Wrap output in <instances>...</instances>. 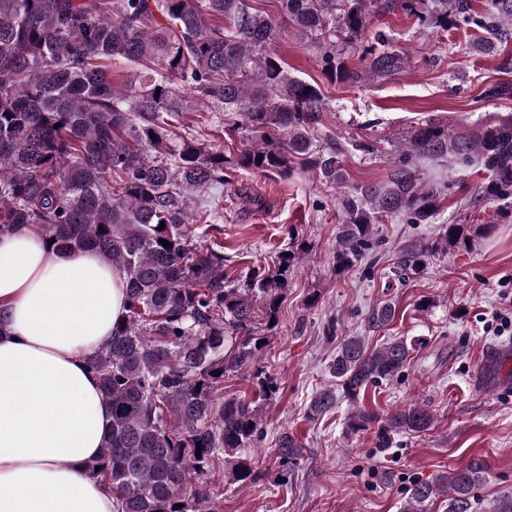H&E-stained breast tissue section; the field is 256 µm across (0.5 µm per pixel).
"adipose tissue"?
<instances>
[{"label":"adipose tissue","mask_w":512,"mask_h":512,"mask_svg":"<svg viewBox=\"0 0 512 512\" xmlns=\"http://www.w3.org/2000/svg\"><path fill=\"white\" fill-rule=\"evenodd\" d=\"M125 312L97 252L58 257L28 227L0 237V512H114L84 471L112 421L87 359Z\"/></svg>","instance_id":"ef3b65f1"}]
</instances>
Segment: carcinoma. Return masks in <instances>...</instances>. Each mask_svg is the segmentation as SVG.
<instances>
[{"mask_svg": "<svg viewBox=\"0 0 512 512\" xmlns=\"http://www.w3.org/2000/svg\"><path fill=\"white\" fill-rule=\"evenodd\" d=\"M0 0V234L34 229L52 252L90 249L124 276L127 314L112 328V344L87 359L110 405L112 422L86 472L107 483L118 512H215L210 475L218 464L244 485L256 477L242 450L259 438L258 400L224 397V376L254 371L259 400L277 380L254 369L268 337L256 330L259 307L277 317L292 255L257 267L238 283L224 277V246L198 243L190 228L189 191L228 182L238 170L286 176L307 166L332 184L347 182L343 147L316 149L312 131L326 101L320 89L288 73L272 45L282 25L320 48L323 70L344 79L336 44L362 46V58L385 76L401 63L381 33L367 29L374 11L400 9L422 25L484 31L490 49L512 40V0H492L493 13L467 0ZM141 68L139 85L113 86L111 68ZM213 105L247 133L236 158L178 138L174 122L189 110L172 79ZM453 157L487 173L481 199L512 198V120L483 126L471 137L427 121L410 129L387 177L358 185L341 203L334 273L361 260L376 224L406 216L426 224L441 199L422 182L413 160ZM463 238L448 225L440 240L419 245L397 277L420 273L430 256ZM170 242L163 246L161 240ZM385 302L366 320L375 332L390 322ZM418 341L392 338L378 347L348 336L329 372L352 403L350 433L377 427L378 447L395 435L429 430L434 414L415 403L381 415L362 399L392 382ZM328 387L307 407L311 418L335 410ZM301 447L278 440L277 460L292 465ZM483 460L416 480L400 512H478Z\"/></svg>", "mask_w": 512, "mask_h": 512, "instance_id": "carcinoma-1", "label": "carcinoma"}]
</instances>
